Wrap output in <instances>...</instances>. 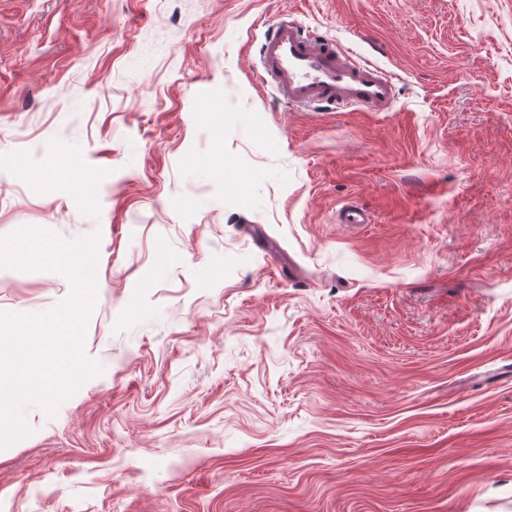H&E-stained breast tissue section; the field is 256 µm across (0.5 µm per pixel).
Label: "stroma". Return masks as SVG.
Masks as SVG:
<instances>
[{
  "mask_svg": "<svg viewBox=\"0 0 512 512\" xmlns=\"http://www.w3.org/2000/svg\"><path fill=\"white\" fill-rule=\"evenodd\" d=\"M285 17L392 109L286 105ZM23 226L99 233L103 371L27 411L0 512H512V0H0ZM68 292L0 269V312Z\"/></svg>",
  "mask_w": 512,
  "mask_h": 512,
  "instance_id": "1",
  "label": "stroma"
}]
</instances>
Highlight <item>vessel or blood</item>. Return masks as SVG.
<instances>
[{
    "label": "vessel or blood",
    "mask_w": 512,
    "mask_h": 512,
    "mask_svg": "<svg viewBox=\"0 0 512 512\" xmlns=\"http://www.w3.org/2000/svg\"><path fill=\"white\" fill-rule=\"evenodd\" d=\"M260 55L263 81L287 104L369 112H386L393 105L394 84L385 72L353 59L335 41L308 35L298 21L277 22L265 34Z\"/></svg>",
    "instance_id": "vessel-or-blood-1"
}]
</instances>
